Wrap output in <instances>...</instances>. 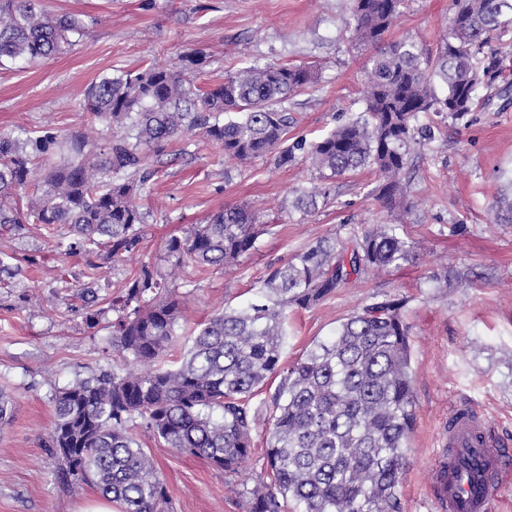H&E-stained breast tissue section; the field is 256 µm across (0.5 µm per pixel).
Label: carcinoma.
I'll return each mask as SVG.
<instances>
[{
	"instance_id": "carcinoma-1",
	"label": "carcinoma",
	"mask_w": 512,
	"mask_h": 512,
	"mask_svg": "<svg viewBox=\"0 0 512 512\" xmlns=\"http://www.w3.org/2000/svg\"><path fill=\"white\" fill-rule=\"evenodd\" d=\"M350 42L370 50L364 110L316 140L291 139L298 113L290 97L316 80L314 65L250 66L202 89L206 63L187 52L172 68L148 65L104 77L87 88L83 106L100 142L46 128L24 138L0 133V226L66 224L70 254L106 247L112 260L138 252L146 213L139 204L145 150L200 134L237 163L273 158L286 167L309 162L319 174L370 169L382 178L385 207L407 192L404 171L414 145L432 140L421 117L456 120L509 93L504 37L512 33V0H454L448 33L434 56L409 39L385 42L405 0H353ZM85 25L52 14L42 0H0V67L37 64L79 41ZM330 189L296 190L306 212ZM24 197L25 206L16 198ZM495 224L512 223V186L490 207ZM404 220L372 224L344 244L322 238L258 281L261 302L212 316L174 369L103 372L58 389L46 447L71 484H91L122 512H168L170 495L131 432L141 425L165 448L232 472L252 455L256 419L247 400L273 374L265 450L269 478L246 491V512H397L404 449L414 428L415 397L406 299L388 296L343 322L333 340L281 366L288 309L309 308L354 277L397 268L416 255L400 233ZM265 224L248 206L212 215L163 242L164 262L222 267L255 248ZM35 258L0 253V273L15 275ZM112 346L143 363L157 361L176 336L181 300L168 274L150 264L112 301ZM15 397L0 388V426Z\"/></svg>"
}]
</instances>
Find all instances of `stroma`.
Masks as SVG:
<instances>
[{
	"label": "stroma",
	"instance_id": "obj_1",
	"mask_svg": "<svg viewBox=\"0 0 512 512\" xmlns=\"http://www.w3.org/2000/svg\"><path fill=\"white\" fill-rule=\"evenodd\" d=\"M55 13L79 16L83 37L40 64L0 68V132L52 128L90 130L85 90L102 77L152 63L174 65L203 50L198 86L249 66L315 63L317 81L296 95V135L312 140L339 118L360 112L367 51L352 48V0H48ZM453 0H407L388 40L410 39L435 51L448 29ZM435 137L415 149L407 171L414 209L404 232L418 244L415 259L359 277L336 295L288 313L281 364L289 366L314 342L332 339L346 318L386 296L405 298L416 397L415 425L398 489V512H433L429 489L442 453L450 405L480 410L512 449V224H494L489 206L512 178V106L473 112L458 121L432 119ZM150 177L139 201L147 212L139 252L112 262L65 255V225L0 227V252L36 259L0 280V386L15 396L14 416L0 427V512H88L103 499L90 485L70 488L44 441L58 388L126 362L112 347L113 299L142 264L159 260L163 241L220 210L248 204L269 228L254 250L222 267H190L178 280L183 295L177 336L160 364L176 367L194 330L226 308L257 302L255 285L317 239L361 235L392 215L377 200L376 173L362 170L323 182L300 162L287 168L263 159L240 167L201 136L178 138L148 153ZM330 185L311 212L293 206L295 191ZM99 266L87 277L89 262ZM449 276L448 287L437 277ZM92 286L95 304H85ZM270 379L249 400L257 420L253 453L238 471L160 447L142 426L134 433L171 497L172 512H245L242 492L266 470Z\"/></svg>",
	"mask_w": 512,
	"mask_h": 512
}]
</instances>
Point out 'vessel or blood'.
<instances>
[{
  "label": "vessel or blood",
  "instance_id": "obj_1",
  "mask_svg": "<svg viewBox=\"0 0 512 512\" xmlns=\"http://www.w3.org/2000/svg\"><path fill=\"white\" fill-rule=\"evenodd\" d=\"M443 441L446 451L431 485L436 512H489L491 502L512 482V454L469 405L449 410Z\"/></svg>",
  "mask_w": 512,
  "mask_h": 512
}]
</instances>
